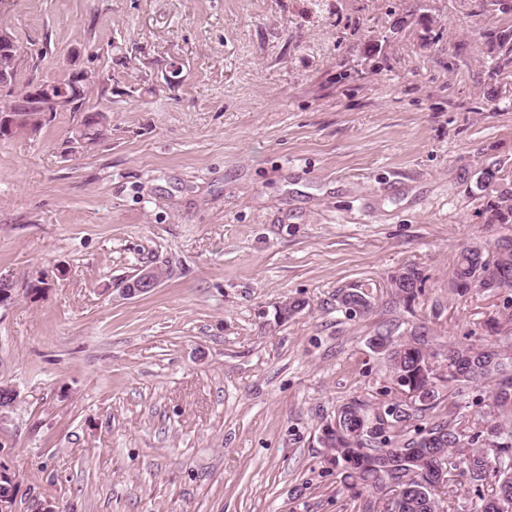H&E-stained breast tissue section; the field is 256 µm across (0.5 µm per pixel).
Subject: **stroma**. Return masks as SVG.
Masks as SVG:
<instances>
[{
    "label": "stroma",
    "instance_id": "1",
    "mask_svg": "<svg viewBox=\"0 0 512 512\" xmlns=\"http://www.w3.org/2000/svg\"><path fill=\"white\" fill-rule=\"evenodd\" d=\"M508 26L478 0H0L20 83L112 76L0 137L16 512H356L318 435L393 398L371 338L441 353L512 307L448 293L462 247L512 236L475 188L512 182V66L475 34ZM145 265L162 283L125 298ZM401 278H403L406 283L404 284V288H395V295L403 300L406 305L414 302L416 297L421 291L419 288L423 282L422 273L419 272L418 269L409 268L401 272Z\"/></svg>",
    "mask_w": 512,
    "mask_h": 512
}]
</instances>
